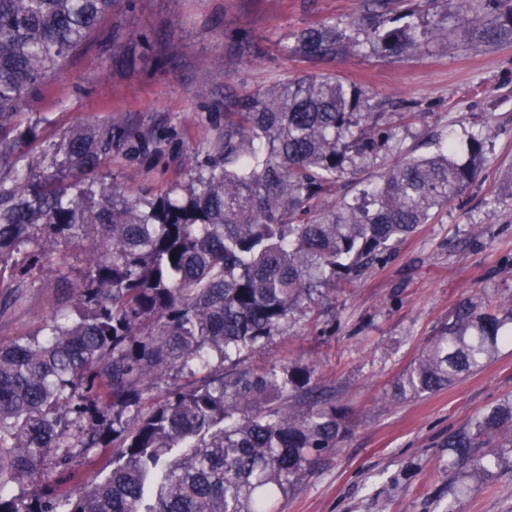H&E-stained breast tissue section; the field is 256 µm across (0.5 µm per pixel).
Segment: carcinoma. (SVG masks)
I'll use <instances>...</instances> for the list:
<instances>
[{"label": "carcinoma", "instance_id": "cac0c4a2", "mask_svg": "<svg viewBox=\"0 0 512 512\" xmlns=\"http://www.w3.org/2000/svg\"><path fill=\"white\" fill-rule=\"evenodd\" d=\"M341 28L294 35L291 52L334 58L362 30L380 56H410L428 32L394 0ZM488 44L512 42V0H460ZM116 0H0V297H21L36 268L66 256L48 239L91 243L77 318L0 345V512H275L348 424L307 365L226 375L338 276L385 259L463 194L483 169L453 142L389 166L333 206L344 176L392 139L369 122V92L334 74L287 78L227 101L224 129L190 178L151 198L96 177L115 144L140 139L110 121L79 129L27 161L20 130L39 85L99 30ZM512 345V295L459 303L398 379L421 397L484 369ZM195 378L147 396L161 377ZM77 448H110L109 470L71 498L47 467L72 473ZM448 468L467 477L512 463V398L448 437Z\"/></svg>", "mask_w": 512, "mask_h": 512}]
</instances>
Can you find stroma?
Instances as JSON below:
<instances>
[{"label": "stroma", "instance_id": "1", "mask_svg": "<svg viewBox=\"0 0 512 512\" xmlns=\"http://www.w3.org/2000/svg\"><path fill=\"white\" fill-rule=\"evenodd\" d=\"M364 0H120L103 21L113 42L91 36L41 85L23 123L34 156L72 131L113 121L144 136L123 142L99 167L107 186L131 196L186 182L194 155L224 126L227 96L286 78L333 73L377 94L374 122L393 138L345 193L359 196L404 156L486 133L479 180L428 224L392 244L389 258L352 280L329 284L282 334L246 358L263 371L297 363L349 414V435L281 498L282 512H512V469H492L460 493L448 468V437L512 396V346L482 371L420 398L394 399L397 380L424 341L464 299L512 294V43L480 45L458 21L459 0H412L428 37L413 57L388 58L367 45L313 61L287 52L293 35L332 20L350 25ZM63 268L35 273L22 299L0 307V344L36 334L54 312L73 313L85 244L58 242Z\"/></svg>", "mask_w": 512, "mask_h": 512}]
</instances>
